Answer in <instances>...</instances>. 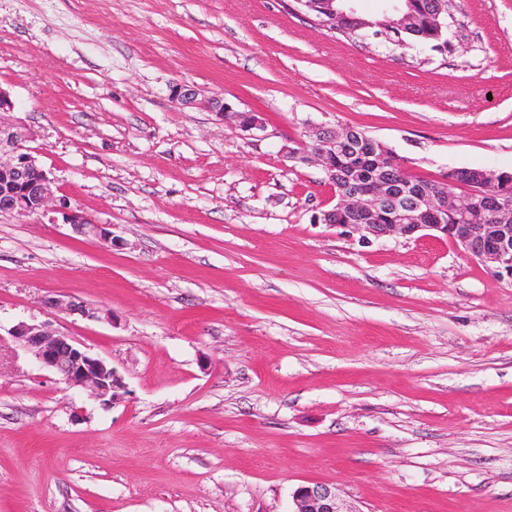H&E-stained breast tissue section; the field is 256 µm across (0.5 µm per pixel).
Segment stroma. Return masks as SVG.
<instances>
[{
    "label": "stroma",
    "instance_id": "obj_1",
    "mask_svg": "<svg viewBox=\"0 0 512 512\" xmlns=\"http://www.w3.org/2000/svg\"><path fill=\"white\" fill-rule=\"evenodd\" d=\"M453 46L354 43L288 0H0V88L112 243L0 214V512H512V282L445 239L318 224L282 149L352 126L410 173L512 171V0ZM186 81L242 131L181 109ZM80 298L97 320L49 317ZM50 322L117 370L110 407L9 335ZM170 97L173 103L181 109L205 108L209 112H214L223 121L234 122L244 131L262 130L265 127V118L262 113L237 110L219 95L201 96L194 86L186 83L172 85ZM44 306L54 315L66 314L75 315L78 314L83 318L89 320L100 319L98 315L99 311L94 309L83 301L75 297L63 298H48L44 300ZM293 512H344L338 503L336 487L314 483L297 488L293 495Z\"/></svg>",
    "mask_w": 512,
    "mask_h": 512
}]
</instances>
